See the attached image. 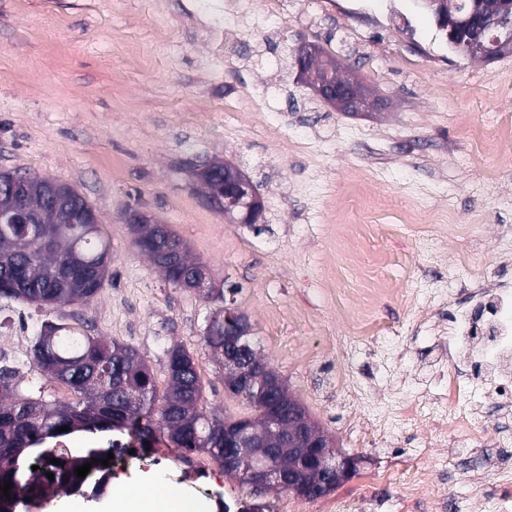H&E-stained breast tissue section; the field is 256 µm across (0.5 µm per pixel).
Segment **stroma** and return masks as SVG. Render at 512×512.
Returning a JSON list of instances; mask_svg holds the SVG:
<instances>
[{"mask_svg":"<svg viewBox=\"0 0 512 512\" xmlns=\"http://www.w3.org/2000/svg\"><path fill=\"white\" fill-rule=\"evenodd\" d=\"M257 43L228 34L207 0H0V171L69 184L94 209L110 263L89 302L45 310L0 304V365L20 394L71 401L30 354L53 322L132 347L167 388L166 352L195 359L205 405L217 417L250 416L224 390V370L203 343L217 302L207 289L239 286L234 306L253 342L336 449L357 456L354 476L317 500L274 489L276 512H482L494 479L476 483L484 448L449 428L402 423L432 407L455 364L434 341L461 297L448 291L459 258L467 276L502 269L512 228V137L477 148L495 116L512 118V54L480 61L451 49L416 0H349L335 8L288 0ZM334 56L343 74L383 100L375 112H340L303 86L287 49L298 40ZM276 93L274 112L249 98ZM287 131L291 146L279 133ZM214 160L245 172L264 209L240 224L207 205L195 167ZM155 215L206 272L204 287L165 280L133 245L126 211ZM444 215V245L402 216ZM391 290L357 330L368 277ZM112 468L113 491L145 475L177 486L207 512H239L246 491L208 455L184 464L175 449ZM430 472L429 495L398 505L391 471Z\"/></svg>","mask_w":512,"mask_h":512,"instance_id":"stroma-1","label":"stroma"}]
</instances>
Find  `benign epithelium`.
Wrapping results in <instances>:
<instances>
[{"instance_id": "obj_1", "label": "benign epithelium", "mask_w": 512, "mask_h": 512, "mask_svg": "<svg viewBox=\"0 0 512 512\" xmlns=\"http://www.w3.org/2000/svg\"><path fill=\"white\" fill-rule=\"evenodd\" d=\"M424 6L437 14L439 27L445 31L448 42L456 44L461 36L479 24L478 33L490 31L497 43L512 44V0H502V10L497 16H486L480 0H472V9L465 18H459L444 11V0H422ZM295 65L305 84L321 101L336 107L341 112H369L382 108V101L367 94L357 81L339 84L332 80L330 72L335 61H327L325 77L316 81L307 79L312 63L321 56L320 48L309 42H300L292 48ZM198 178L203 184H211L206 193V202L213 208L231 217L239 214V222L255 224L261 216L263 203L250 179L237 167L221 162H208L198 166ZM13 206L5 213L8 224H32L35 217L23 201L25 181L20 177L11 178ZM126 221L136 228V238H141L146 229H165V225L153 217L130 212ZM224 322V353L218 360L224 366L225 376L236 383L238 394L246 396L252 392L254 383L262 386L265 405L263 408L267 423L279 426L288 419L290 432L280 434L279 454L293 450L303 443L309 448L307 465L316 468L321 479L311 482L302 478L308 469L295 472L283 471L268 456L258 460L251 449L258 447L254 434L246 425L224 428V463L229 467H241L248 487L259 493L270 485L287 486L303 496L318 499L327 495L333 486L347 480L357 467L359 458L336 452L332 440L320 431L305 416L300 403L285 391V384L279 374L252 356L248 338L253 329L246 316L235 308L226 306L224 313L215 314L211 322Z\"/></svg>"}]
</instances>
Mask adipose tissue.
<instances>
[{
	"mask_svg": "<svg viewBox=\"0 0 512 512\" xmlns=\"http://www.w3.org/2000/svg\"><path fill=\"white\" fill-rule=\"evenodd\" d=\"M104 512H201V506L178 488L161 485L156 477L147 476L136 481L133 489L113 493Z\"/></svg>",
	"mask_w": 512,
	"mask_h": 512,
	"instance_id": "adipose-tissue-1",
	"label": "adipose tissue"
}]
</instances>
